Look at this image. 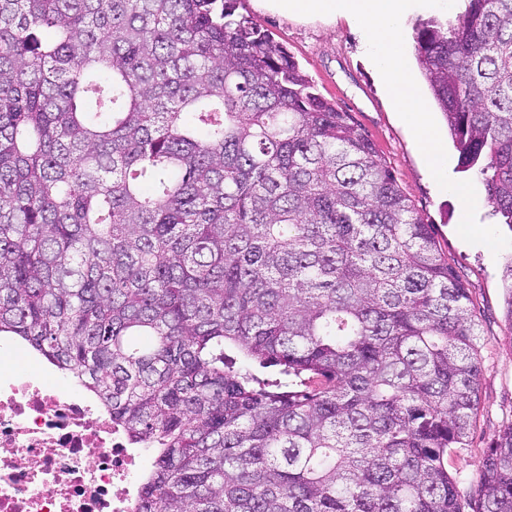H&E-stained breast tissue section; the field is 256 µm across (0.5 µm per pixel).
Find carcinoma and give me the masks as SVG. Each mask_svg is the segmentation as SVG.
Listing matches in <instances>:
<instances>
[{
  "mask_svg": "<svg viewBox=\"0 0 512 512\" xmlns=\"http://www.w3.org/2000/svg\"><path fill=\"white\" fill-rule=\"evenodd\" d=\"M241 0H0V336L157 452L134 512H512L474 488L470 298L386 160ZM512 229V0L421 20Z\"/></svg>",
  "mask_w": 512,
  "mask_h": 512,
  "instance_id": "obj_1",
  "label": "carcinoma"
}]
</instances>
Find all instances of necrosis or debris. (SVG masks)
Returning <instances> with one entry per match:
<instances>
[{
	"mask_svg": "<svg viewBox=\"0 0 512 512\" xmlns=\"http://www.w3.org/2000/svg\"><path fill=\"white\" fill-rule=\"evenodd\" d=\"M0 353V512H133L141 454L95 399Z\"/></svg>",
	"mask_w": 512,
	"mask_h": 512,
	"instance_id": "4bbe7bcc",
	"label": "necrosis or debris"
}]
</instances>
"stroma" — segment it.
<instances>
[{"label":"stroma","mask_w":512,"mask_h":512,"mask_svg":"<svg viewBox=\"0 0 512 512\" xmlns=\"http://www.w3.org/2000/svg\"><path fill=\"white\" fill-rule=\"evenodd\" d=\"M239 11L287 47L300 68L312 78L319 94L351 114L386 159L416 213L432 225L439 250L447 256L468 291L484 345L481 410L468 446L449 456L448 471L461 485L470 486L479 476L487 449L503 426L512 421V323L506 318L504 288L506 266L512 263V247L495 254L486 246L471 245L459 237L457 227L463 216V204L455 194H445L437 188L411 130L398 116L368 61L361 33L352 23L342 16L325 21L268 11L257 7L256 0H243ZM448 17V11L419 7L404 22L408 66L428 103L433 96L416 59L413 27L424 19ZM434 118L448 155L449 177L473 182L478 222L496 225L482 179L463 169L442 112H435Z\"/></svg>","instance_id":"1"}]
</instances>
